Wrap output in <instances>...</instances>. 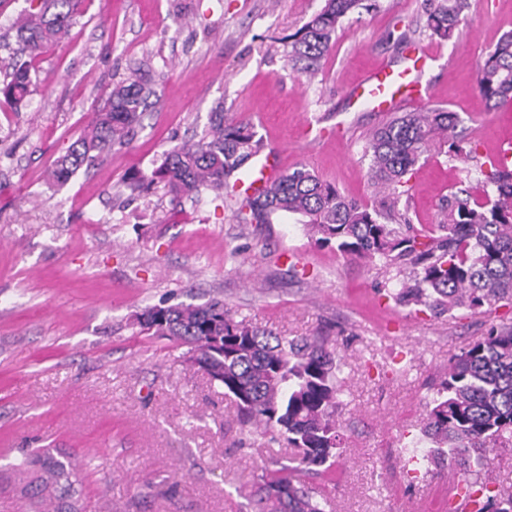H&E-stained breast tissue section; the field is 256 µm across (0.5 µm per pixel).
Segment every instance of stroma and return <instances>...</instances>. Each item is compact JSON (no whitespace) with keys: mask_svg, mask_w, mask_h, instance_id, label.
<instances>
[{"mask_svg":"<svg viewBox=\"0 0 512 512\" xmlns=\"http://www.w3.org/2000/svg\"><path fill=\"white\" fill-rule=\"evenodd\" d=\"M468 3L443 40L426 27L431 0H376L343 21L309 81L279 39L324 0H90L34 61L25 107L0 109V512H22V465L44 453L82 459L85 512H251L265 468L291 449L241 432L234 403L183 348L133 323L149 306L213 298L235 319L335 346L346 446L307 481L324 512H455L451 467L415 462L422 413L449 362L512 323V307L402 308L394 272L318 245L297 217L242 224L219 201L172 206L160 184L129 200L126 183L200 139L220 101L279 149L283 169L306 167L376 206L365 147L390 115L348 91L376 66L407 64L404 33L433 54L416 72L415 111L457 113L455 133L474 150L465 162L432 151L414 170L400 206L412 224L437 223L460 183L481 188L485 155L512 136V107L491 109L476 83L512 32V0ZM143 62L157 95L129 144L47 184L102 90Z\"/></svg>","mask_w":512,"mask_h":512,"instance_id":"stroma-1","label":"stroma"}]
</instances>
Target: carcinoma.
I'll return each instance as SVG.
<instances>
[{
	"mask_svg": "<svg viewBox=\"0 0 512 512\" xmlns=\"http://www.w3.org/2000/svg\"><path fill=\"white\" fill-rule=\"evenodd\" d=\"M15 23L25 55L14 59L0 82V103L18 109L30 94L32 60L63 39L85 12L86 0H26ZM467 0H436L427 15L431 34L451 37ZM365 0H325L295 33L280 40L293 70L316 76L332 49L342 21ZM139 67L105 92L87 133L59 156L52 182L64 184L104 151L124 146L152 93ZM477 86L493 109L512 106V33L503 36L477 70ZM458 116L445 108L405 112L377 128L366 147L378 205L368 208L343 195L334 184L306 168L281 174L261 190L253 159L262 145L252 123L230 118L224 103L211 109L209 128L198 140L162 153L160 164L127 183L139 193L162 183L170 203L211 195L237 205L241 224H270L298 215L322 245L351 259L378 262L401 279L393 293L401 307L422 306L433 315L460 308L512 305V168H486L482 189L453 192L436 224L409 223L400 212V188L425 153L448 147L465 161L472 150L448 141ZM140 331L186 348V361L223 388L237 410L240 430L269 437L294 449L292 464L267 471L252 494L253 512H323L302 477L316 475L336 461L344 435L336 419L341 385L335 349L321 336H277L235 319L221 299L201 305L151 306L136 316ZM421 433L427 463L450 462L466 488L487 454L512 444V326L493 327L487 336L455 356L426 403ZM44 476L30 482L32 512H79V472L70 457L42 455L31 461ZM475 512H512V494L487 491L474 500Z\"/></svg>",
	"mask_w": 512,
	"mask_h": 512,
	"instance_id": "carcinoma-1",
	"label": "carcinoma"
}]
</instances>
